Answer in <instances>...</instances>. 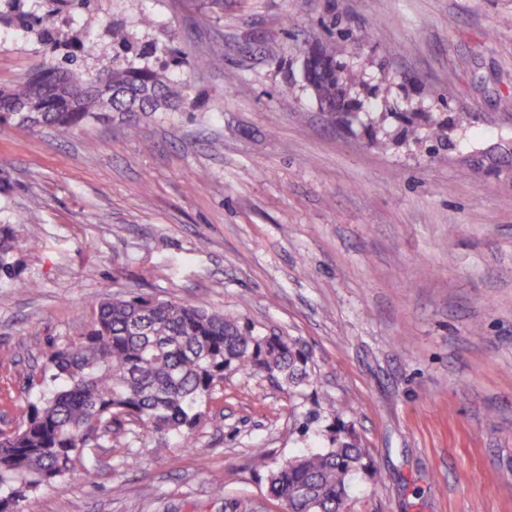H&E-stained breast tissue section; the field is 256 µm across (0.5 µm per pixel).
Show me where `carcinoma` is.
<instances>
[{
	"label": "carcinoma",
	"instance_id": "obj_1",
	"mask_svg": "<svg viewBox=\"0 0 512 512\" xmlns=\"http://www.w3.org/2000/svg\"><path fill=\"white\" fill-rule=\"evenodd\" d=\"M46 2L42 17L21 10L15 17L22 27H37L41 44L54 51L60 42L50 15L63 7L88 10L94 0ZM303 78L333 117L347 126L360 121L365 103L347 95V87L361 83L357 70L314 49L304 60ZM104 88L112 89L114 112L167 110L182 102L186 90L147 64H110L93 73L67 54L0 90V122L73 132L108 121L110 115L92 105ZM425 122L426 139L448 143L447 123L434 116ZM14 242L12 228L1 224L0 277L12 275ZM43 357L39 376H30L26 386L39 389V397L14 430L0 432V512H33L38 490L70 476L78 464L91 475L98 449L112 447V427L122 420L193 447L200 406L229 370L265 373L290 387L314 382L308 354L295 339L253 336L222 312L132 293L94 301L79 339L53 344ZM368 456L348 432L325 451L303 452L272 469L267 495L287 512H347L351 477L367 467Z\"/></svg>",
	"mask_w": 512,
	"mask_h": 512
}]
</instances>
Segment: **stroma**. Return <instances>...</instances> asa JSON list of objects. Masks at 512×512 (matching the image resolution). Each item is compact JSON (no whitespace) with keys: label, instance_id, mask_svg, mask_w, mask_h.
<instances>
[{"label":"stroma","instance_id":"35a3bbf8","mask_svg":"<svg viewBox=\"0 0 512 512\" xmlns=\"http://www.w3.org/2000/svg\"><path fill=\"white\" fill-rule=\"evenodd\" d=\"M114 24L125 58L165 67L186 99L72 133L0 122V225L18 239L0 430L105 294L300 340L314 382L227 372L194 448L115 427L95 476L42 488L36 512H283L269 466L347 429L370 451L349 512H512V0H96L54 17L70 52L94 43L92 71L118 53ZM314 44L362 73L364 125L304 89ZM41 57L34 30L0 21V88ZM400 112L469 121L432 156L397 142Z\"/></svg>","mask_w":512,"mask_h":512}]
</instances>
